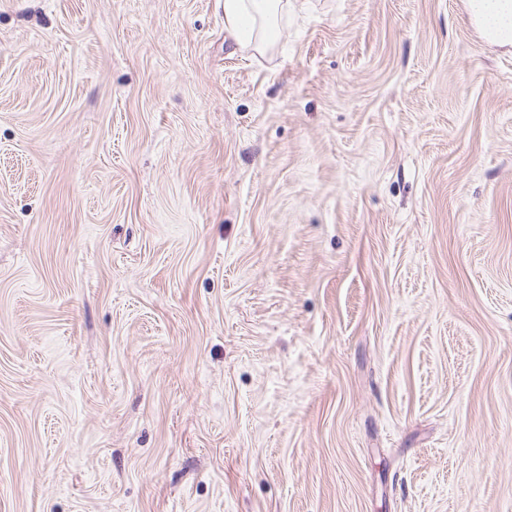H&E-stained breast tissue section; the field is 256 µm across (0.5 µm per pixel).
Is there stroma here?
<instances>
[{
	"instance_id": "35a3bbf8",
	"label": "stroma",
	"mask_w": 512,
	"mask_h": 512,
	"mask_svg": "<svg viewBox=\"0 0 512 512\" xmlns=\"http://www.w3.org/2000/svg\"><path fill=\"white\" fill-rule=\"evenodd\" d=\"M280 27L0 0V512H512V45Z\"/></svg>"
}]
</instances>
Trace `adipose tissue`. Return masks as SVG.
Returning <instances> with one entry per match:
<instances>
[{"label":"adipose tissue","mask_w":512,"mask_h":512,"mask_svg":"<svg viewBox=\"0 0 512 512\" xmlns=\"http://www.w3.org/2000/svg\"><path fill=\"white\" fill-rule=\"evenodd\" d=\"M224 30L237 48L264 54L274 44L275 30L288 0H221Z\"/></svg>","instance_id":"ef3b65f1"}]
</instances>
